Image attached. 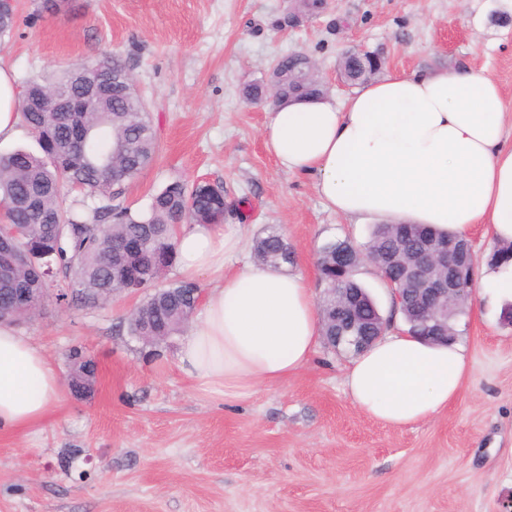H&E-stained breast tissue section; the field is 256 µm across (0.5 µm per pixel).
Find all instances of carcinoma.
<instances>
[{
    "mask_svg": "<svg viewBox=\"0 0 512 512\" xmlns=\"http://www.w3.org/2000/svg\"><path fill=\"white\" fill-rule=\"evenodd\" d=\"M96 65L121 77L128 71L114 55ZM81 64H75L32 83L23 98L22 121L37 137L43 155L15 150L0 155V306L9 304L19 288H39L40 298L54 296L66 304L96 307L112 298L121 278L153 285L155 269L136 258H125L122 245L134 243L143 253L170 268L176 262L175 229L186 224L224 223V186L206 181L189 184L172 180L150 197L147 209L134 212L125 204L124 189L156 159L158 143L141 93L114 89L86 112H55L60 92L76 88ZM340 68L351 86L364 84L378 72L369 54L341 60ZM277 77V101L325 91L308 57L284 56L272 68ZM77 189L80 207L63 205L64 190ZM451 240L454 235L437 228L399 223L380 224L360 246L357 264L369 262L380 275L402 281L397 267L385 258L414 251L422 235ZM336 243L323 247L317 265L325 287L356 288L363 298L370 293L355 279L337 277L331 254ZM255 258L276 267L292 263L288 239L274 225L266 226L254 243ZM200 286L191 281H170L159 294L146 296L143 306L128 317L129 335L173 336L191 319ZM408 329L426 336L422 315L401 310Z\"/></svg>",
    "mask_w": 512,
    "mask_h": 512,
    "instance_id": "1",
    "label": "carcinoma"
}]
</instances>
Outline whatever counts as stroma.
<instances>
[{
    "instance_id": "obj_1",
    "label": "stroma",
    "mask_w": 512,
    "mask_h": 512,
    "mask_svg": "<svg viewBox=\"0 0 512 512\" xmlns=\"http://www.w3.org/2000/svg\"><path fill=\"white\" fill-rule=\"evenodd\" d=\"M291 0H70L50 12L19 0L0 36L17 90L38 76L119 54L149 104L155 163L126 189L132 210L169 181L224 186V221L254 242L278 226L314 298L326 243H365L376 218L327 210L308 175L282 170L262 131L271 105L245 84L302 52L330 95L342 53L379 52L384 72L490 76L512 104V12L499 0H329L281 26ZM118 293L95 308L45 301L17 332L67 377L70 349L96 363L87 399L63 391L49 417L0 434V512H512V324L506 298L472 293L454 323L468 370L459 399L416 424L362 413L344 385L348 356L319 345L279 384L238 398L197 389L175 365L181 336L151 347Z\"/></svg>"
}]
</instances>
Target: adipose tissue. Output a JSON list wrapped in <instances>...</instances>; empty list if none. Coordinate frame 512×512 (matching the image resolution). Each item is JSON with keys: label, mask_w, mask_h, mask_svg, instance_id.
<instances>
[{"label": "adipose tissue", "mask_w": 512, "mask_h": 512, "mask_svg": "<svg viewBox=\"0 0 512 512\" xmlns=\"http://www.w3.org/2000/svg\"><path fill=\"white\" fill-rule=\"evenodd\" d=\"M499 85L460 64L449 72H393L336 102L277 107L263 130L279 166L310 174L324 206L351 220L428 224L466 238L476 227L512 242V145ZM184 278L216 276L176 365L202 391L226 397L277 384L304 368L322 337L304 274L266 265L231 267L244 248L233 224L176 233ZM465 349L429 344L396 327L350 359L345 387L363 413L401 427L457 399ZM62 390L44 353L0 323V431L46 419Z\"/></svg>", "instance_id": "adipose-tissue-1"}]
</instances>
